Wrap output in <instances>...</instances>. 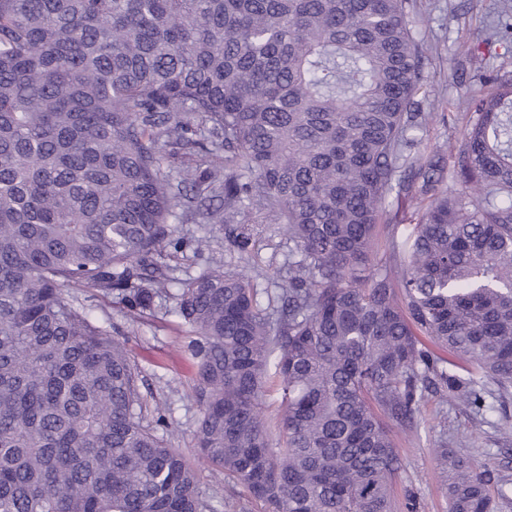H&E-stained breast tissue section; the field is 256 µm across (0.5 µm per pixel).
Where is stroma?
<instances>
[{
    "instance_id": "obj_1",
    "label": "stroma",
    "mask_w": 512,
    "mask_h": 512,
    "mask_svg": "<svg viewBox=\"0 0 512 512\" xmlns=\"http://www.w3.org/2000/svg\"><path fill=\"white\" fill-rule=\"evenodd\" d=\"M512 0H416L411 15L413 35L425 49L422 86L416 96L418 111L428 113L421 128L411 131L415 145L409 158L417 161L448 145H460L469 115L461 101L465 93L486 92L482 72L512 81V49L488 42L487 37L503 5ZM483 45L482 68H475L467 55L473 45ZM246 224L254 230L257 246L253 261L260 274L273 273L288 256L290 244L277 225L266 223L258 210L246 212ZM174 236L183 247L170 261L178 278L197 276L212 262L226 272L241 270L238 253L224 239V227L181 218L170 220ZM412 230L410 221L384 217L377 228L376 261L403 264V242ZM91 316L116 339L124 342L135 361L147 422L164 414L172 426L170 441L186 454H193V438L199 409L193 398L195 361L189 350L190 337L173 314L175 300L156 299L152 316L132 320L116 297L93 290L79 292ZM492 411L477 414L432 392L420 406L413 426L393 425L401 454V469L395 479L397 503L414 495L418 512H448L445 477L437 455L448 448L470 457L493 480L512 483V396L498 400L489 395ZM201 487L216 512H257L243 488L219 484L208 468L200 470Z\"/></svg>"
}]
</instances>
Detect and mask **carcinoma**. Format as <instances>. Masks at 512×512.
Returning a JSON list of instances; mask_svg holds the SVG:
<instances>
[{
  "label": "carcinoma",
  "instance_id": "obj_1",
  "mask_svg": "<svg viewBox=\"0 0 512 512\" xmlns=\"http://www.w3.org/2000/svg\"><path fill=\"white\" fill-rule=\"evenodd\" d=\"M494 36L512 42V9ZM422 63L409 0H0V512H213L75 289L144 318L177 286L195 447L266 512H393L383 418L512 392V83L463 98L452 181L431 159L402 177ZM403 199L408 261L379 265ZM249 208L294 246L280 292L221 265L170 275L169 218L224 225L247 262ZM442 454L448 512L512 501Z\"/></svg>",
  "mask_w": 512,
  "mask_h": 512
}]
</instances>
